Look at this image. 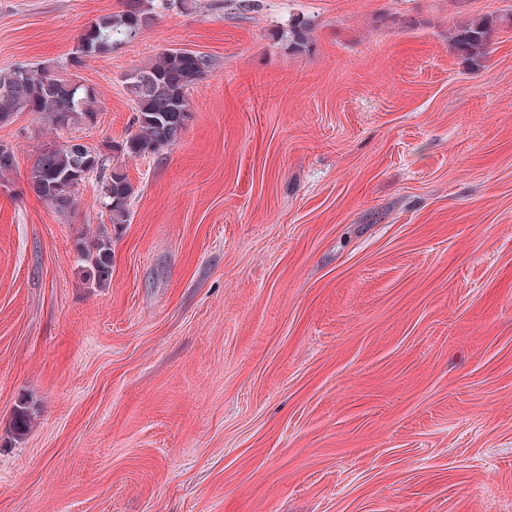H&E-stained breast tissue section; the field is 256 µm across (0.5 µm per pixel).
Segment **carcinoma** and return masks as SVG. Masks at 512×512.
I'll use <instances>...</instances> for the list:
<instances>
[{
    "label": "carcinoma",
    "mask_w": 512,
    "mask_h": 512,
    "mask_svg": "<svg viewBox=\"0 0 512 512\" xmlns=\"http://www.w3.org/2000/svg\"><path fill=\"white\" fill-rule=\"evenodd\" d=\"M154 20L150 0H123V9L114 15L99 17L78 39L72 66L87 57L112 52V48L135 41ZM501 18L489 14L454 30L453 49L468 60L476 61L487 53L491 33ZM209 68L205 56L188 50H167L127 79L134 104L135 131L112 150L128 157L157 154L173 146L189 119L188 93ZM94 92L70 78H59L34 67H16L0 75V123L18 112L43 116L56 130L77 123L94 122ZM106 159L100 150L82 144L51 146L39 150L29 172L33 193L60 213L70 211L77 201L80 186L96 174L104 179L102 207L108 210L112 224L128 221V203L133 186L126 172L114 167L104 173ZM84 261L98 285L112 275V236L100 232L93 242L80 246Z\"/></svg>",
    "instance_id": "obj_1"
}]
</instances>
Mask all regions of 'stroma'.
<instances>
[{"label": "stroma", "mask_w": 512, "mask_h": 512, "mask_svg": "<svg viewBox=\"0 0 512 512\" xmlns=\"http://www.w3.org/2000/svg\"><path fill=\"white\" fill-rule=\"evenodd\" d=\"M153 5L73 68L122 0H0V73L97 98L90 126L0 124V512H512V24L477 65L449 42L512 0ZM170 49L210 61L183 133L112 152ZM65 144L124 168L126 223L99 178L66 213L30 191ZM150 0H123V9L114 15L99 17L78 39L72 66L76 67L87 57L112 52L115 45L131 43L154 20ZM82 244V243H81ZM79 250L98 285L105 284L112 275V236L99 232L92 243L80 246Z\"/></svg>", "instance_id": "35a3bbf8"}]
</instances>
